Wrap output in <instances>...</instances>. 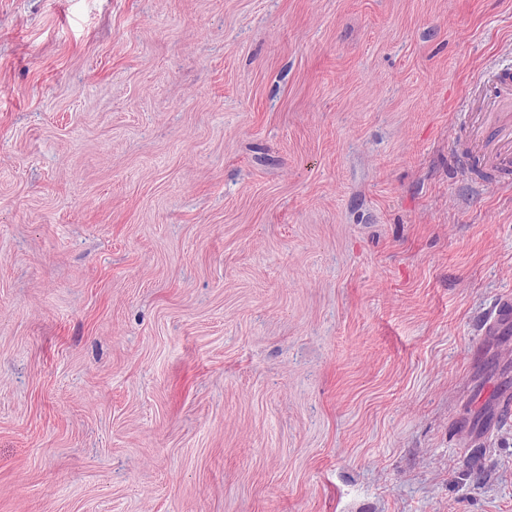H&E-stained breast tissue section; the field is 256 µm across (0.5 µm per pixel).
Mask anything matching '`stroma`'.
I'll return each mask as SVG.
<instances>
[{
	"instance_id": "1",
	"label": "stroma",
	"mask_w": 512,
	"mask_h": 512,
	"mask_svg": "<svg viewBox=\"0 0 512 512\" xmlns=\"http://www.w3.org/2000/svg\"><path fill=\"white\" fill-rule=\"evenodd\" d=\"M493 65L512 0H0V512H512ZM484 83L483 98L492 99L501 108L498 112H472L467 106L458 120L472 126L478 123L476 135L467 143L453 138L450 151L462 167L480 158L491 169L512 167V76L508 69H496Z\"/></svg>"
}]
</instances>
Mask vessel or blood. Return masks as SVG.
Masks as SVG:
<instances>
[{"label": "vessel or blood", "instance_id": "obj_1", "mask_svg": "<svg viewBox=\"0 0 512 512\" xmlns=\"http://www.w3.org/2000/svg\"><path fill=\"white\" fill-rule=\"evenodd\" d=\"M484 95L498 103V111L459 113L460 123L474 124L476 135L466 143L451 140L450 151L463 167L475 159L482 160L491 169L512 167V71H491Z\"/></svg>", "mask_w": 512, "mask_h": 512}]
</instances>
